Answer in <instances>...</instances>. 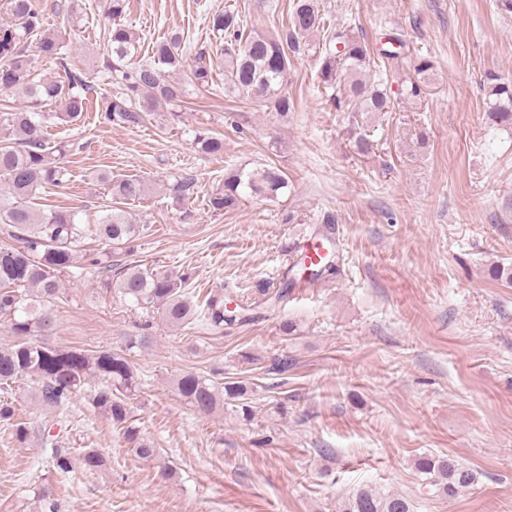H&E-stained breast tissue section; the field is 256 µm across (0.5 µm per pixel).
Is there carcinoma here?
<instances>
[{
    "label": "carcinoma",
    "mask_w": 512,
    "mask_h": 512,
    "mask_svg": "<svg viewBox=\"0 0 512 512\" xmlns=\"http://www.w3.org/2000/svg\"><path fill=\"white\" fill-rule=\"evenodd\" d=\"M126 7L127 0H110L114 23L107 31L110 55L105 70L108 83L118 91L101 97L99 110L110 123L138 125L144 120L143 113L177 98L179 89L166 80V74L183 67L184 60L179 53L180 37L175 35L155 43L144 62H132L137 37L117 22ZM11 11L16 23L0 28V89L21 91L25 105L6 113L0 132V184L5 187L0 190V224L8 226L9 236L19 242L17 246H0V325L14 338L9 346L0 347V390L7 394L23 383L52 415L86 389L91 406L112 421L138 457L148 459L156 454V448L134 423V403L141 386L131 354L148 347L150 337L128 336L116 350L48 343L56 330L55 306L62 300L61 277L74 266L83 240L92 236L111 247L86 254L87 263L101 273L104 285L115 288L116 294L136 308L157 311L173 327L193 328L203 323L213 329L224 328V289L212 290L203 301L194 303L185 293L188 278L182 275L162 268L112 263V251L132 252L142 233L140 225L118 206H107L97 223L82 224L73 210L45 209L37 203L45 186L68 181L67 168L56 158L65 153V146L48 147L45 123L54 116L69 122L81 119L91 85L86 76L71 70L64 35L44 25L38 0H11ZM288 16L285 31L272 33L249 28L235 4L212 14L210 27L224 39V94L247 97L261 112L288 116L294 111L287 90L291 55L319 46L321 81L336 90V111L352 114L348 134L356 152L370 153L373 143L359 118L394 109L387 85L400 73V55L373 50L365 37L346 23L331 25L320 0H291ZM40 58L55 62L65 78L36 77L34 64ZM380 61L385 66L384 77L372 82L368 71L376 70ZM430 69L426 59L414 64L418 78L409 79L402 88L405 98L423 97L428 83L422 74ZM212 71L210 53L196 51L190 67L195 86L210 87ZM486 79L489 112L497 121L512 123V80L491 72ZM51 106L58 112L46 111ZM193 144L207 155L224 150V141L206 132L196 133ZM101 180L111 198L121 203L138 200L145 193L144 181L137 178L104 175ZM286 188L288 179L276 167L230 170L224 174L223 185L209 195L207 206L213 212L231 211L245 192L271 200ZM287 274L275 290L264 282L256 285L267 303L275 306L288 297L296 278L290 269ZM176 390L200 413L223 409L227 399L234 401L238 417L248 422L255 417L252 389L245 384L222 386L204 375L187 372L177 380ZM0 422L12 427L18 442L29 439L30 423L22 419L17 398L0 400ZM49 425L53 421L47 419L45 425L38 426L39 437L44 447L51 449L53 466L66 472L72 465L71 453L58 435L47 432ZM416 469L438 495L448 498L476 479L471 469L448 457H420ZM338 512H410V504L402 495L363 488L343 499Z\"/></svg>",
    "instance_id": "1"
}]
</instances>
